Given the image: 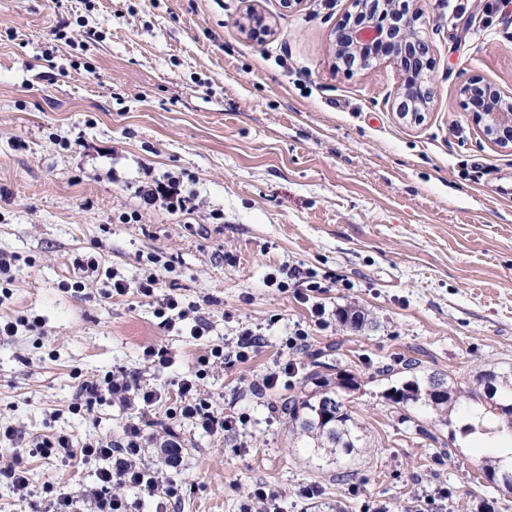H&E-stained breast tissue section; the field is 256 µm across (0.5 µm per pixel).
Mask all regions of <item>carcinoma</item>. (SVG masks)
Here are the masks:
<instances>
[{
    "label": "carcinoma",
    "instance_id": "obj_1",
    "mask_svg": "<svg viewBox=\"0 0 512 512\" xmlns=\"http://www.w3.org/2000/svg\"><path fill=\"white\" fill-rule=\"evenodd\" d=\"M338 321L348 326L352 318L361 320L356 330L370 323L368 311L353 303L336 311ZM418 360L397 358V365H385L380 372L390 376L400 368L410 372L388 388L385 397L391 405L406 410L418 405L432 410L436 419L451 421L453 414L474 404L483 408L480 418L500 421L499 429L512 433V366L499 370L483 369L473 375L472 381L461 386L457 382L415 373ZM306 374L300 378L299 391L282 400V417L294 439L304 442L327 465L336 467V477L351 476V456L362 447L360 427L353 412L344 403L349 391L347 382L356 380L355 374L335 368L315 358L305 364ZM480 473L478 486L488 482L512 490V472L500 464L496 456L483 458L476 464Z\"/></svg>",
    "mask_w": 512,
    "mask_h": 512
}]
</instances>
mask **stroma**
Listing matches in <instances>:
<instances>
[{
	"instance_id": "1",
	"label": "stroma",
	"mask_w": 512,
	"mask_h": 512,
	"mask_svg": "<svg viewBox=\"0 0 512 512\" xmlns=\"http://www.w3.org/2000/svg\"><path fill=\"white\" fill-rule=\"evenodd\" d=\"M414 5L433 46L435 97L411 126L396 117L392 66H333L329 35L350 0H0V251L27 259L0 319L38 322L0 335V427L19 433L0 439V470L18 462L30 478L22 498L0 473V512H47L54 495L94 486L99 461L44 457L41 439L119 443L131 421L143 426L146 463L177 483L168 512H242L257 486L277 494L280 512L331 499L346 512L474 504L473 465L492 448L460 433L463 414L449 426L423 408L401 420L380 369L405 354L420 374L464 382L512 363V151L481 137L460 95L475 74L512 93V11L484 12L483 0ZM252 9L269 21L260 41L241 30ZM62 19L81 46L54 43ZM166 172L196 176L194 218L137 196ZM216 209L223 223H209ZM134 210L140 223H118ZM79 255L129 280L151 259L173 262L176 294L198 307L205 335H191L190 318L162 326L136 294L68 289ZM285 266L318 282L310 302ZM350 302L371 313L362 331L336 318ZM247 328L263 345L240 362ZM299 328L305 350L288 349ZM149 346L167 348L170 363L150 364ZM215 347L224 359L200 392L238 424L209 433L170 412L179 380ZM309 350L360 381L351 408L367 446L346 482L290 446L278 406L291 387L253 392L280 366H303ZM118 366L157 401L78 408L82 383ZM166 432L180 447L174 468L154 442Z\"/></svg>"
}]
</instances>
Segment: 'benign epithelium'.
Segmentation results:
<instances>
[{
    "label": "benign epithelium",
    "mask_w": 512,
    "mask_h": 512,
    "mask_svg": "<svg viewBox=\"0 0 512 512\" xmlns=\"http://www.w3.org/2000/svg\"><path fill=\"white\" fill-rule=\"evenodd\" d=\"M378 4L392 13V19L381 25L375 20H366L360 24L346 22L334 28L330 34L334 50L344 58L351 52L374 44L382 43L388 49L378 54L393 65L401 75V82L396 88L394 100L411 98L414 110L401 113L402 117H411L418 121L422 118L419 110L431 102L434 91L424 78L423 72L412 71L413 65L420 58L429 55L428 39L413 31L422 13L410 8L409 0H379ZM373 0H353L356 16L377 4ZM463 106L472 112L477 121L482 123L481 133L491 143L512 149V109L501 106L504 95L493 84L478 75L470 76L461 86Z\"/></svg>",
    "instance_id": "1"
}]
</instances>
